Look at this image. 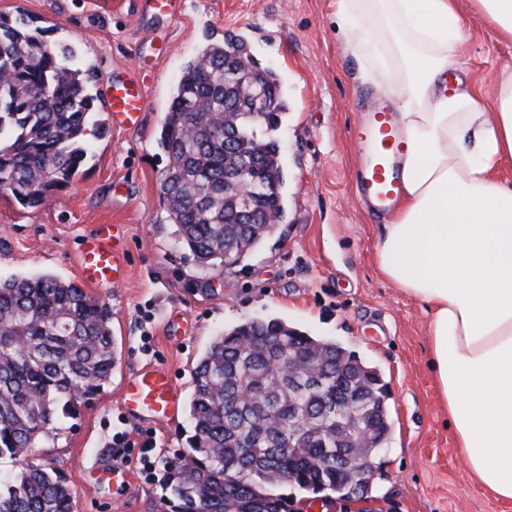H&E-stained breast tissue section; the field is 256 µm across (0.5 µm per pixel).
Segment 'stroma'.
Listing matches in <instances>:
<instances>
[{"label": "stroma", "mask_w": 512, "mask_h": 512, "mask_svg": "<svg viewBox=\"0 0 512 512\" xmlns=\"http://www.w3.org/2000/svg\"><path fill=\"white\" fill-rule=\"evenodd\" d=\"M140 0H0V13L24 12L46 30L49 48L70 46L101 95L108 75L137 78L147 95L138 132L96 113L87 161L33 209L0 195V279L50 274L79 282L82 241L116 225L127 275L92 289L112 307L117 363L103 393L62 422L30 460L51 462L67 478L72 512H159L168 492L160 476L182 463L191 424L132 416L121 385L138 368L169 372L188 403L191 372L213 337L246 321L276 317L338 343L381 374L391 435L375 460L366 498L312 494L291 482L275 492L295 512H512L486 499L454 450L427 364L428 316L378 272V222L351 178L359 153L357 103L384 94L366 76L361 53L346 50L335 0H187L178 20L142 16ZM470 37L456 55L466 83L492 98L512 73V41L499 39L472 0H458ZM245 42L260 67L277 74L281 123L272 137L284 172L285 217L239 263L204 269L175 238L161 180L168 157L158 145L178 78L207 42ZM150 432L157 475L146 478L137 451L114 444Z\"/></svg>", "instance_id": "35a3bbf8"}]
</instances>
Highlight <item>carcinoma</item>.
<instances>
[{"mask_svg":"<svg viewBox=\"0 0 512 512\" xmlns=\"http://www.w3.org/2000/svg\"><path fill=\"white\" fill-rule=\"evenodd\" d=\"M43 28L0 14V191L21 205H45L88 156L95 98L71 63L44 44ZM248 61L273 108L237 112L224 64ZM281 86L238 40L206 45L183 68L159 146L169 164L162 193L178 242L205 269L240 261L284 217L283 169L270 132L279 125ZM233 113L237 140L215 117ZM249 155L264 186L258 222L241 224L224 198L235 162ZM112 308L55 276L0 280V459L21 469L0 479V512H72L73 495L49 464L26 460L38 444L111 381ZM297 367L288 371V360ZM192 435L185 463L169 478L171 512H288L273 493L283 481L321 493L344 476L336 456L353 447L346 428L381 448L391 434L377 370L339 344L306 336L278 318L253 320L214 337L192 371Z\"/></svg>","mask_w":512,"mask_h":512,"instance_id":"obj_1","label":"carcinoma"}]
</instances>
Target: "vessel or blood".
<instances>
[{
    "mask_svg": "<svg viewBox=\"0 0 512 512\" xmlns=\"http://www.w3.org/2000/svg\"><path fill=\"white\" fill-rule=\"evenodd\" d=\"M186 0H141L145 12L176 18L185 11ZM106 103L114 126L135 131L145 109L143 87L130 79L106 81ZM355 139L361 160L352 179L372 216L385 218L403 193L400 165L404 144L394 121L392 105L383 97L369 98L360 109ZM111 227L103 224L97 235L81 245L79 267L83 283L94 287L123 282L124 264L110 244ZM122 400L128 413H148L155 420H173L179 409V392L168 374L159 368L136 370L125 380Z\"/></svg>",
    "mask_w": 512,
    "mask_h": 512,
    "instance_id": "b4317fda",
    "label": "vessel or blood"
}]
</instances>
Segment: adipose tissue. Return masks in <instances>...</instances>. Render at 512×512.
Wrapping results in <instances>:
<instances>
[{
    "label": "adipose tissue",
    "mask_w": 512,
    "mask_h": 512,
    "mask_svg": "<svg viewBox=\"0 0 512 512\" xmlns=\"http://www.w3.org/2000/svg\"><path fill=\"white\" fill-rule=\"evenodd\" d=\"M344 42L386 78L405 192L382 224L380 274L429 314L427 353L473 484L512 501V75L492 101L448 86L466 39L456 0H336Z\"/></svg>",
    "instance_id": "obj_1"
}]
</instances>
